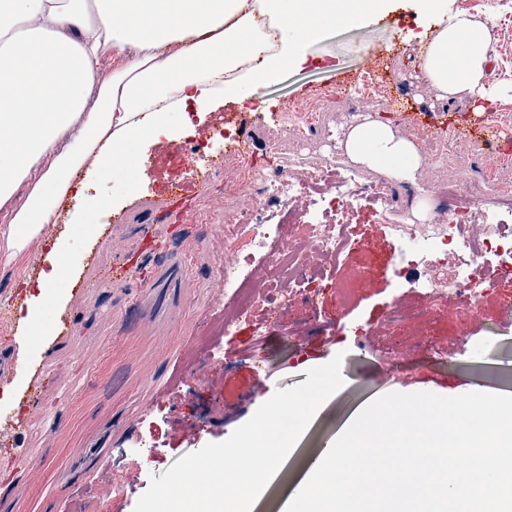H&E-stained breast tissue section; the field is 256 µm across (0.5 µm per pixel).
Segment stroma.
Wrapping results in <instances>:
<instances>
[{"label": "stroma", "mask_w": 512, "mask_h": 512, "mask_svg": "<svg viewBox=\"0 0 512 512\" xmlns=\"http://www.w3.org/2000/svg\"><path fill=\"white\" fill-rule=\"evenodd\" d=\"M497 2L480 0L473 16L491 19V69L512 82V17L490 13ZM434 29L422 0H387L360 28H328L250 102L217 97L192 126L160 136L138 158L132 192L116 195L115 181L88 177L87 199L106 203L94 216L92 234L72 226L85 199H65L40 239L12 265L0 266V304H13L11 320H0V350L19 347L28 309L40 311L49 328L44 346L24 350V368L0 380V421L21 425L16 437L0 436V512H89L105 497L111 512H134L151 477L225 440L276 390L305 382L308 369L339 353L344 385L297 444L308 459L381 394L495 389L489 367L504 345H512V312L502 308L512 298V272L491 283L478 313L460 317L466 296L430 302L428 263H404L400 241L372 209L351 210L357 248L329 268L315 303L295 300L280 311L279 324H269L265 306L258 305L225 326L234 299L211 290L221 267L236 261L224 250V213L248 211L254 196L250 189L220 191L241 166L234 139L223 138L227 132L249 135L262 167L294 165L305 173L336 126L377 113L422 143L425 168L412 184L417 189L455 182L488 222L512 219V203L494 189L498 182L512 185V155H496L492 141L465 134L466 127L490 122L512 135V100L485 104L480 112L468 104L433 105L430 91L409 74L415 49ZM376 55L388 74L383 101L359 96L355 87L366 60ZM300 101L321 105L318 123L303 133L302 152L283 132L289 105ZM204 141L208 150L191 153L190 144ZM489 168L492 183L485 177ZM178 185L192 197L194 214L160 251L144 255L141 266L169 254L185 257L191 269L184 286L143 293L113 282V235L136 246L150 221L149 203ZM61 242L73 263L54 293L41 296L46 256ZM358 270L359 287L349 300L337 299V282ZM399 306L432 310L431 324L393 321ZM457 319L467 335L460 344L436 331ZM29 393L39 400V414L21 401Z\"/></svg>", "instance_id": "stroma-1"}]
</instances>
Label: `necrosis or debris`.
I'll use <instances>...</instances> for the list:
<instances>
[{
  "instance_id": "obj_1",
  "label": "necrosis or debris",
  "mask_w": 512,
  "mask_h": 512,
  "mask_svg": "<svg viewBox=\"0 0 512 512\" xmlns=\"http://www.w3.org/2000/svg\"><path fill=\"white\" fill-rule=\"evenodd\" d=\"M260 180L257 207L246 213L230 212L224 216V248L241 255L236 265L223 268L224 286L238 301L239 312H247L257 301L274 307L291 302L294 284L316 279L317 274L304 263V253L310 244L306 238L292 234L280 238L279 226L286 217L295 215L294 204L303 196H319L322 206L319 224L312 230L318 235L316 246L324 264H331L351 250L353 239L347 215L357 201L373 206L382 223L391 225L398 237L414 243L415 248L404 255L411 262L428 257L432 275L430 286L446 287L449 293L469 297V310L483 303L484 283L490 273L482 264L483 255H494L498 267L512 269V230L505 225L484 230L473 236L470 226L479 222L480 213L464 199L458 185L448 188V219L427 226L402 221L390 207L392 186L386 179L368 182L358 180L356 173L340 166L332 155H323L305 178L294 179L288 168H277L262 177H255L250 167H243L241 181L249 184ZM280 238L281 247L270 257L274 268L272 279L251 284L248 262L262 253L272 238Z\"/></svg>"
}]
</instances>
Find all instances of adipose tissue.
<instances>
[{"label":"adipose tissue","mask_w":512,"mask_h":512,"mask_svg":"<svg viewBox=\"0 0 512 512\" xmlns=\"http://www.w3.org/2000/svg\"><path fill=\"white\" fill-rule=\"evenodd\" d=\"M383 0H0V255L14 261L79 196L77 173L122 172L133 151L186 108L218 94L251 101L326 26L358 27ZM416 52L418 78L441 104L512 98L491 81L487 22L442 12ZM116 51L104 67L108 51ZM354 164L415 180L416 142L372 113L333 135Z\"/></svg>","instance_id":"1"}]
</instances>
